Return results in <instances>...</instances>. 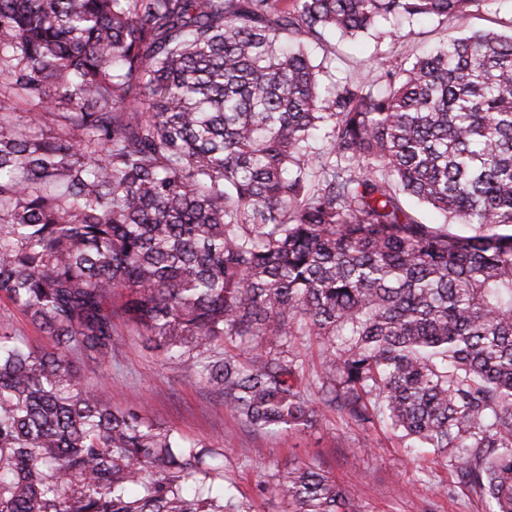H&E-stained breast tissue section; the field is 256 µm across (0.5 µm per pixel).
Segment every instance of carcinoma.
Here are the masks:
<instances>
[{"label":"carcinoma","instance_id":"1","mask_svg":"<svg viewBox=\"0 0 512 512\" xmlns=\"http://www.w3.org/2000/svg\"><path fill=\"white\" fill-rule=\"evenodd\" d=\"M484 2L0 0V300L54 342L0 331V512H250L84 382L120 320L254 431L315 425L314 336L320 402L512 512V33L381 56L382 89L308 52ZM268 489L354 512L315 465ZM297 346L304 359L306 377L315 382L326 378V375L329 374V369L323 364L318 342L315 339H307L304 343H299Z\"/></svg>","mask_w":512,"mask_h":512}]
</instances>
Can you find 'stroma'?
<instances>
[{
	"label": "stroma",
	"instance_id": "35a3bbf8",
	"mask_svg": "<svg viewBox=\"0 0 512 512\" xmlns=\"http://www.w3.org/2000/svg\"><path fill=\"white\" fill-rule=\"evenodd\" d=\"M512 27V0H495L465 18L430 21L412 35L388 33L355 39H330L311 46L314 61H327L323 83L331 79L373 81L379 76L374 59L380 55L406 58L459 31H505ZM0 329L38 349L53 342L10 303L0 301ZM121 345L104 374L88 373L96 385L106 382L112 407L136 409L224 453V482L252 512H286L280 498L260 492L273 484L291 463L307 462L328 471L352 495L357 512H486L485 503L457 477V463L425 451L409 452L383 425L361 426L338 412L317 405L318 420L302 432L257 433L249 430L222 399L210 394L200 377L146 349L125 323H118Z\"/></svg>",
	"mask_w": 512,
	"mask_h": 512
}]
</instances>
